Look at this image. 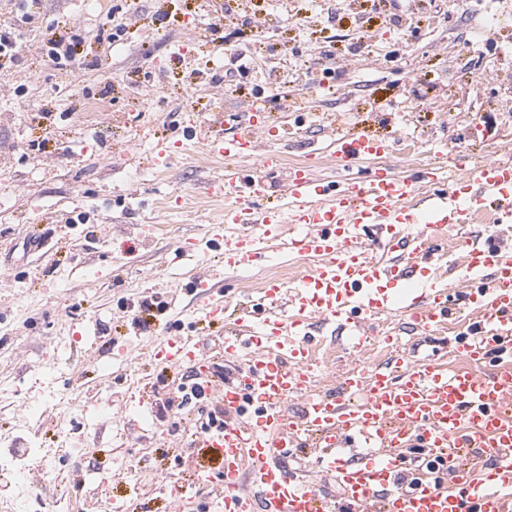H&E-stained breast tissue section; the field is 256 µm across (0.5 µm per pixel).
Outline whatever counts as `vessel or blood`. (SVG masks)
Wrapping results in <instances>:
<instances>
[{
  "label": "vessel or blood",
  "instance_id": "obj_1",
  "mask_svg": "<svg viewBox=\"0 0 512 512\" xmlns=\"http://www.w3.org/2000/svg\"><path fill=\"white\" fill-rule=\"evenodd\" d=\"M237 132L208 137L212 152L231 160L224 173V221L209 238L226 265L251 264L261 242L316 257L293 288L268 282L262 304L240 308L227 321L223 289L194 283L206 321L223 323L224 359L232 366L222 383L198 349L196 329L165 337L157 359L193 370L204 392L224 411V424L200 431L188 448L212 449L219 475L200 470L209 487L205 503L163 482L172 505L184 512H512V249L496 235L466 251L458 284L426 282L449 227L475 213L512 222V163L473 162L438 144V164L405 172L391 163V143L363 134L333 140L332 156L344 180L323 181L295 169L287 204L266 202L265 182L240 159L259 154L257 123L234 117ZM375 166L353 176L358 163ZM448 162L459 179L447 180ZM238 229L234 249L224 227ZM398 224L414 233L395 235ZM396 313L414 336H437L449 318L467 321L448 339L449 351L469 367L449 369L438 354L394 366L353 365L336 388L322 390L311 353L322 326L346 332L352 349L369 346L374 316ZM300 401L302 409L290 405ZM304 451L314 468L334 476L346 503L337 506L292 469L290 449Z\"/></svg>",
  "mask_w": 512,
  "mask_h": 512
}]
</instances>
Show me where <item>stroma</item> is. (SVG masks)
<instances>
[{
  "label": "stroma",
  "instance_id": "1",
  "mask_svg": "<svg viewBox=\"0 0 512 512\" xmlns=\"http://www.w3.org/2000/svg\"><path fill=\"white\" fill-rule=\"evenodd\" d=\"M256 14L277 29L258 39L249 27L218 19L217 28L186 44L191 25L217 17L219 0H0V24L16 31V64L0 66V385L13 391L0 408V435L17 445L38 440L56 448L68 436L91 448L85 483L74 492L73 459L56 462L61 475L44 493L45 505L96 512V489L124 459L137 470L111 480V496L138 512H169L167 498L141 473L164 470L191 485L195 464L184 444L195 432L197 406L151 413L130 438L109 421L140 403L177 398L185 374L154 357L151 337L136 333L133 305L156 298L155 332L178 331L194 306L196 279L233 288L240 302L257 301L267 281L294 283L312 263L276 244L254 264L225 266L208 249L207 230L224 223L223 157L190 130L212 126L231 135L228 114L258 103L260 146L280 164L265 182L278 198L290 169L336 175L327 150L328 129L449 148L476 158L511 157L512 0H400L396 20L373 25L380 52L352 45L346 35L348 0H252ZM496 14L486 26L478 5ZM82 19L85 36L70 60L52 61L43 45L68 21ZM121 23L114 44L98 43V28ZM488 32L479 50L469 40ZM455 46L458 64L445 60ZM38 75L16 92L12 69ZM492 75L479 80L480 72ZM111 104L112 125L93 128L80 110L87 99ZM166 150L167 164L156 161ZM496 224L450 230L441 270L461 276L466 245L480 244ZM379 335L397 349L367 350L368 365H384L409 351L412 337L397 316L375 317ZM66 337L70 364L50 371L53 341ZM319 385L336 386L357 360L340 336L326 335L313 353ZM41 411L32 428L17 413L33 403Z\"/></svg>",
  "mask_w": 512,
  "mask_h": 512
}]
</instances>
